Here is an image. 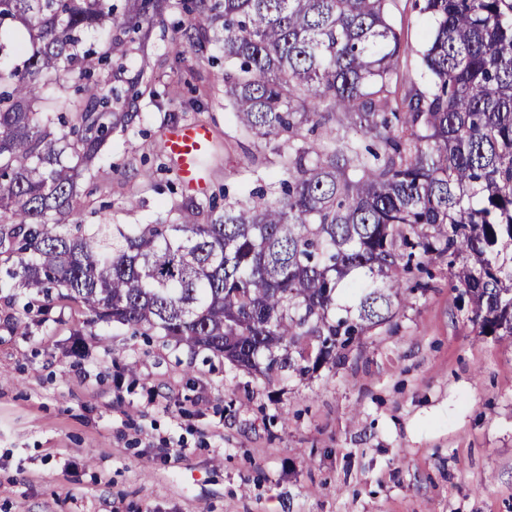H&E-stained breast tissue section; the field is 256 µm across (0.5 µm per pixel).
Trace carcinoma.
I'll return each mask as SVG.
<instances>
[{
  "label": "carcinoma",
  "instance_id": "obj_1",
  "mask_svg": "<svg viewBox=\"0 0 512 512\" xmlns=\"http://www.w3.org/2000/svg\"><path fill=\"white\" fill-rule=\"evenodd\" d=\"M432 23L416 76L397 0H176L189 48L221 24L224 98L280 177L247 203L169 224H85L77 181L132 112L103 66L171 0H0V288L85 309L266 378L336 363L448 263L483 336H512V0H412ZM100 49L83 50L86 34ZM76 75L73 94L43 90ZM328 108L321 109L323 103Z\"/></svg>",
  "mask_w": 512,
  "mask_h": 512
}]
</instances>
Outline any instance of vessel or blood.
<instances>
[{"mask_svg": "<svg viewBox=\"0 0 512 512\" xmlns=\"http://www.w3.org/2000/svg\"><path fill=\"white\" fill-rule=\"evenodd\" d=\"M210 142L211 133L202 125H174L165 135L166 149L178 163L182 182L200 195L205 194L207 184L198 167V159Z\"/></svg>", "mask_w": 512, "mask_h": 512, "instance_id": "1", "label": "vessel or blood"}]
</instances>
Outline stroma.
Wrapping results in <instances>:
<instances>
[{"label": "stroma", "mask_w": 512, "mask_h": 512, "mask_svg": "<svg viewBox=\"0 0 512 512\" xmlns=\"http://www.w3.org/2000/svg\"><path fill=\"white\" fill-rule=\"evenodd\" d=\"M188 15L112 68L114 130L80 183L88 224L174 221L192 200L164 146L203 123L209 192L246 200L275 156L224 105L216 47L176 56ZM426 291L311 378L265 379L122 328L84 333L81 306L46 320L0 292V512H512V340L479 335L446 262ZM26 318L19 329L18 318Z\"/></svg>", "instance_id": "obj_1"}]
</instances>
